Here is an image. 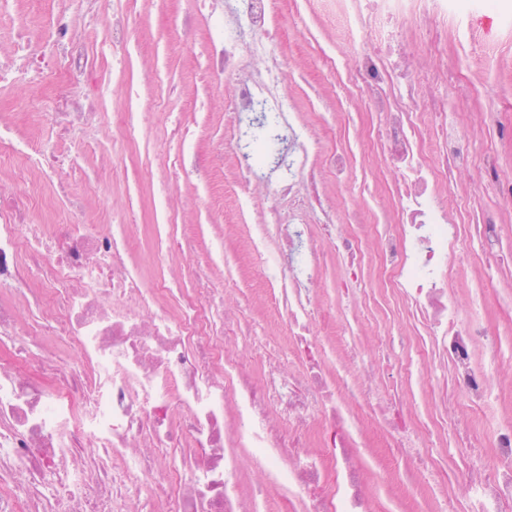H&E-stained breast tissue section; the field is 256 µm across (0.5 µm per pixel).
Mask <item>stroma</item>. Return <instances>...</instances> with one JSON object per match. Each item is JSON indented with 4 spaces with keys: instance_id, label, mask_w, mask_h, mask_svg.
<instances>
[{
    "instance_id": "1",
    "label": "stroma",
    "mask_w": 512,
    "mask_h": 512,
    "mask_svg": "<svg viewBox=\"0 0 512 512\" xmlns=\"http://www.w3.org/2000/svg\"><path fill=\"white\" fill-rule=\"evenodd\" d=\"M497 25L487 28L469 0L459 7L470 21L447 19L442 43L449 71H463L467 81L458 85L448 101L449 113L467 112L472 119L473 151L483 150L491 134L480 121L484 112L512 114V0H499ZM65 9L71 12L86 41L101 61L98 81L100 110L140 112L152 117L134 141L98 136L96 158H79L68 177L74 190H83L87 176L107 175L109 191L89 203L90 212L111 224L135 221L160 224L163 209H171L177 223L198 224L205 245L226 243L239 249L243 264L224 272V301L246 304L257 315L251 329L283 335V325L273 302L255 276L257 260L245 236L231 232L241 224L244 194L235 186L234 157L227 141L224 114L232 109L230 82L216 83L208 68L221 6L218 0H112L119 19L132 21L130 45L114 51L102 22L87 17L79 0H10L0 9V48H12L17 18L39 29L45 17ZM190 29L189 39L178 30ZM270 47L278 64L279 82L291 111L315 121L329 112H345L351 120L338 129L327 149L348 147L356 158L352 176L345 183L326 177L325 186L337 207L340 223L362 215L385 202L382 184L372 169L370 152L361 140L363 108L329 57L355 53L358 40L350 37L322 0H271ZM492 82L494 95L482 85ZM50 91L21 84L0 85V121L16 125L23 133L49 139L43 112L29 109L32 101L49 102ZM202 154H223L222 167L212 169L208 191H201L196 177H171L166 160L179 147L177 132Z\"/></svg>"
}]
</instances>
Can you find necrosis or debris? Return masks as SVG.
<instances>
[{"instance_id":"necrosis-or-debris-1","label":"necrosis or debris","mask_w":512,"mask_h":512,"mask_svg":"<svg viewBox=\"0 0 512 512\" xmlns=\"http://www.w3.org/2000/svg\"><path fill=\"white\" fill-rule=\"evenodd\" d=\"M333 2L384 29L343 68L376 116L363 139L394 175L396 221L346 228L286 214L298 189L324 172L341 177L353 158L326 151L324 132L297 112L280 114L275 146L256 151L251 133L277 99L242 75L241 49L268 34L270 0H224L226 38L210 69L232 83L239 179L253 198L276 188L245 233L267 259L262 281L286 326L280 340L250 336L245 358L234 343L249 317L224 303L223 250L163 225L149 239L156 260L184 264L183 279L167 281L137 263L138 225L88 219L101 180L69 195L65 161L101 124L97 59L71 14L53 13L37 32L18 27L12 51L0 54V84L54 92L51 145L0 124V165L20 157L28 172H0V512H406L410 499L422 512H512V411H497L512 389V363L500 359L512 330L492 324L484 306L504 226L456 183L474 170L511 200L512 176L493 146L470 150L466 119L448 116L437 19L450 0ZM410 17L417 45L403 28ZM50 201L65 203L70 220H49ZM366 258L383 301L413 326L404 379L422 390L432 368L447 374L433 403L378 400L390 355L366 351L358 316L331 333L326 264L343 265L336 291L345 294ZM475 269L485 275L461 301ZM422 429L450 452L409 448ZM380 445L408 457L405 479L378 461ZM245 458L262 473L251 483ZM452 478L460 491L449 489Z\"/></svg>"}]
</instances>
